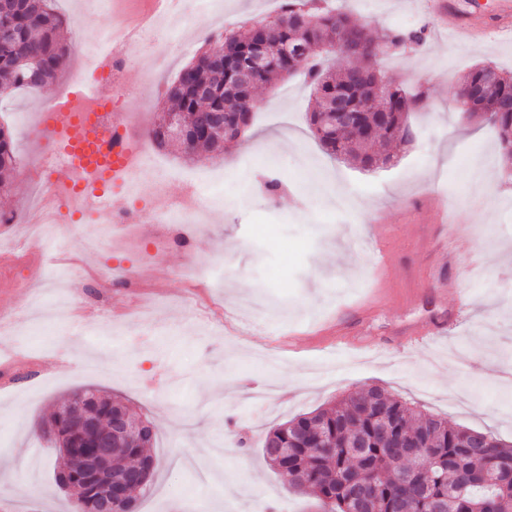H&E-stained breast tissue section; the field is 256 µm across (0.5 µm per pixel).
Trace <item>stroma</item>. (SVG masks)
Listing matches in <instances>:
<instances>
[{"label": "stroma", "instance_id": "obj_1", "mask_svg": "<svg viewBox=\"0 0 512 512\" xmlns=\"http://www.w3.org/2000/svg\"><path fill=\"white\" fill-rule=\"evenodd\" d=\"M368 33L427 27L423 44L380 60L388 78L423 98L411 116L416 137L393 147L391 162L364 169L329 156L311 134L314 97L296 77L255 92L249 135L223 154L189 159L150 146L143 194L124 206L165 210L189 174L223 177L229 199L205 223L160 227L150 221L116 232L109 251L91 250L100 222L66 228L64 256L31 251L9 262L15 230L0 224V512H66L72 490L55 482L57 455L40 449L30 427L74 389L91 386L131 404L153 425L147 453L157 462L142 512H315L313 496L294 493L259 452L282 420L328 406L347 392L379 385L449 424L512 442V161L495 131L461 112L460 78L486 62L512 72V41L492 27L493 0H449L480 14L490 30L473 41L438 28L428 0H336ZM71 53L55 85L0 102L12 129L17 169L0 212H18L32 188L23 172L46 146L37 115L55 88L86 63L83 39L96 34L98 0H59ZM258 0H224L221 17L194 0L135 36L125 81L152 83L150 98L125 96L131 127L147 132L161 117L167 86L209 34L258 21ZM495 175L473 184L471 162ZM275 165L284 191L268 195L262 174ZM447 196L448 221L436 223L427 196ZM236 274L211 282L216 257ZM391 260L395 291L370 316L356 305ZM136 272L141 292L98 287L120 268ZM62 279L76 307L54 312ZM460 309L446 334L424 346L400 345L402 330ZM273 386L271 410L249 395Z\"/></svg>", "mask_w": 512, "mask_h": 512}]
</instances>
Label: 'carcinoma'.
I'll return each instance as SVG.
<instances>
[{"label": "carcinoma", "instance_id": "cac0c4a2", "mask_svg": "<svg viewBox=\"0 0 512 512\" xmlns=\"http://www.w3.org/2000/svg\"><path fill=\"white\" fill-rule=\"evenodd\" d=\"M66 18L57 0H14L0 13V25L11 31L0 41V95L43 88L55 81L65 67L68 46L60 31ZM254 26L224 29L208 35L194 59L178 74L166 91L169 107L182 125V135L172 134L161 122L149 131L159 147L178 144L185 156L198 151L220 154L240 132L215 121L222 112L231 118L249 110L247 95L238 90L235 71L248 64L257 45H263L268 60L259 75L263 85L286 73L301 74L315 96L317 106L308 113L311 133L332 156L351 158L370 169L390 157L382 152L389 144L411 141L410 112L421 95H410L390 83L373 56L378 39L367 35L350 16L341 11L318 13L300 8L299 0H284L281 12ZM347 34L365 50L352 56L343 69L325 66L323 55L341 53L338 41ZM228 49L226 71L213 60L214 50ZM20 59L32 61L34 73L17 66ZM486 65L473 67L461 80L456 96L475 90L471 103L463 104L473 118L494 127L499 143L512 155V75ZM384 88L383 105L370 103L375 85ZM342 97L355 117L349 128L321 130L320 113L330 100ZM17 165L14 137L0 124V184L10 178ZM74 404L108 422L127 415L131 408L95 390L72 393L56 413L40 423L55 426L67 439L81 437L73 423L63 420ZM477 432L453 426L432 414L423 413L399 396L380 387L351 392L327 408L289 419L267 434L262 452L272 469L288 476L292 487L310 493L320 512H355L358 496L367 497L363 512H512V445L487 443L472 447ZM402 439L413 447L400 452L394 447ZM154 440L149 432L119 447L113 457L118 472L143 468L152 481L157 463L144 456ZM434 458L433 465L421 464L422 451ZM151 485L129 488L122 512H138V500Z\"/></svg>", "mask_w": 512, "mask_h": 512}]
</instances>
